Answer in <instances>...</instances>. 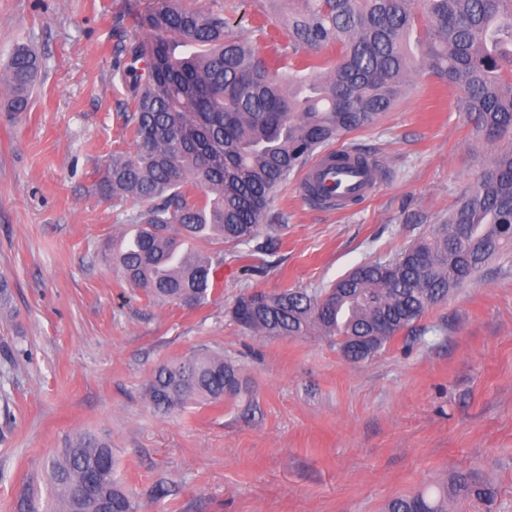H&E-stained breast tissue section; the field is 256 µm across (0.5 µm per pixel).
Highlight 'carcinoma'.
I'll use <instances>...</instances> for the list:
<instances>
[{
	"mask_svg": "<svg viewBox=\"0 0 512 512\" xmlns=\"http://www.w3.org/2000/svg\"><path fill=\"white\" fill-rule=\"evenodd\" d=\"M294 47H336L333 67L295 61L282 71L230 38L224 18L173 0L143 19L130 47L123 112L136 150L115 155L101 182L126 211L131 237L112 241L113 267L155 304L196 308L217 290L221 250L255 240L272 194L317 149L369 127L422 71L455 91L458 111L498 145L448 219L394 261L365 264L327 288L240 296L245 327L268 336L336 339L359 362L408 330L448 294L512 253V0H295ZM42 67L26 44L6 66L7 107L26 112ZM238 369L217 354L158 365L146 393L172 412L240 391ZM47 496L24 491L17 512H137L114 479L112 448L79 435L46 467ZM450 498L486 503L494 491L458 475L453 491L393 500L387 512H448Z\"/></svg>",
	"mask_w": 512,
	"mask_h": 512,
	"instance_id": "obj_1",
	"label": "carcinoma"
}]
</instances>
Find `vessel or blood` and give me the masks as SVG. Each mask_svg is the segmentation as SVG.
Returning a JSON list of instances; mask_svg holds the SVG:
<instances>
[{
    "mask_svg": "<svg viewBox=\"0 0 512 512\" xmlns=\"http://www.w3.org/2000/svg\"><path fill=\"white\" fill-rule=\"evenodd\" d=\"M344 160H337L335 151L320 155L303 173L299 183L302 195H309L311 188L334 186L330 204L343 210L352 201H364L375 195L379 182L375 172L352 161V149H345Z\"/></svg>",
    "mask_w": 512,
    "mask_h": 512,
    "instance_id": "vessel-or-blood-1",
    "label": "vessel or blood"
}]
</instances>
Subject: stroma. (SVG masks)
I'll return each mask as SVG.
<instances>
[{
    "mask_svg": "<svg viewBox=\"0 0 512 512\" xmlns=\"http://www.w3.org/2000/svg\"><path fill=\"white\" fill-rule=\"evenodd\" d=\"M223 15L264 59L289 54L288 0H180ZM162 0H0V70L15 43L41 56L29 112L0 89V512L44 485L81 434L108 442L138 512H385L390 500L469 473L512 512V258L494 259L409 331L354 363L333 339L255 333L246 291L324 288L395 258L488 164L455 92L417 74L378 122L341 143L379 160L380 189L349 210L301 197L299 172L269 203V251L224 248L218 289L194 309L150 304L103 257L119 233L98 185L132 151L121 116L126 51ZM200 349L239 367L232 401L154 410L153 369ZM163 497H155L156 488Z\"/></svg>",
    "mask_w": 512,
    "mask_h": 512,
    "instance_id": "1",
    "label": "stroma"
}]
</instances>
